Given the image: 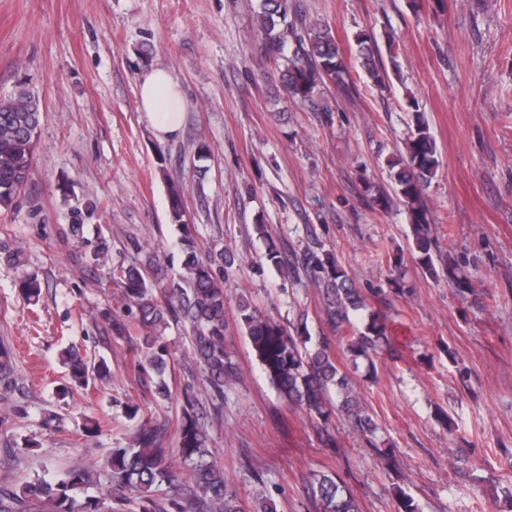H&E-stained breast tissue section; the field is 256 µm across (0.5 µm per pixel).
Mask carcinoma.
Wrapping results in <instances>:
<instances>
[{
  "label": "carcinoma",
  "instance_id": "obj_1",
  "mask_svg": "<svg viewBox=\"0 0 512 512\" xmlns=\"http://www.w3.org/2000/svg\"><path fill=\"white\" fill-rule=\"evenodd\" d=\"M292 14L291 0H259L254 16L262 41V64L274 65L288 97L301 102L313 100L328 84L341 93L347 91L348 67L331 27L320 19L299 22ZM356 42L369 77L376 86H384L386 72L379 65L376 39L360 33ZM408 107L413 112V126L390 168L411 224L413 259L424 273L436 278L427 199L439 159L416 99H410ZM42 118L41 99L26 85L19 84L11 94L0 97V210H15L21 203ZM159 171L168 183L169 223L180 233L183 274L177 281L168 279L167 270L151 255L139 264L113 271L112 279L134 314L128 320L107 310L100 314V323L113 337L136 336L135 369L150 391L164 400L171 398L164 375L172 360L164 336L173 322L189 324L193 359L201 371L202 385L209 391V405L217 412L224 387L238 382L240 371L225 345L227 298L224 280L216 277L213 265H222L227 273L240 266V259L224 250L201 254L188 225L183 187L168 173L162 155ZM253 229L265 246L262 260L281 274L293 275L302 268L320 290L322 321L339 335L353 366L371 359V354L387 342L385 327L367 311L365 300L334 258L325 251L310 249L291 260L267 225L255 224ZM20 289L24 298L32 301L41 292V282L36 275L27 274L20 281ZM235 308L240 327L269 381L289 407L301 411L314 424L323 446L336 447L338 418L369 438L380 462H392L394 451L379 436L380 428L365 399L337 367L329 342L307 347L305 327L282 324L246 295L236 299ZM63 363L76 387L86 385L91 378L103 381L111 375L105 360L89 362L72 347L64 351ZM13 377L14 351L0 343V386L8 387ZM206 417V406L189 385L177 417V450L167 446V425L146 420L129 445L112 449L96 472L70 469L60 478L38 476L18 488L0 485V512H124L131 504L135 505L131 512H277L263 487L243 500L229 486L224 465L213 460ZM175 453L181 459L179 465L172 459ZM102 474L108 478L107 497L78 500L76 493L98 484ZM163 483L170 495L158 498L154 487ZM308 492L316 512H361L356 499L331 475L315 476Z\"/></svg>",
  "mask_w": 512,
  "mask_h": 512
}]
</instances>
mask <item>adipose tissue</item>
I'll return each instance as SVG.
<instances>
[{
    "label": "adipose tissue",
    "mask_w": 512,
    "mask_h": 512,
    "mask_svg": "<svg viewBox=\"0 0 512 512\" xmlns=\"http://www.w3.org/2000/svg\"><path fill=\"white\" fill-rule=\"evenodd\" d=\"M184 107L180 87L167 69L155 67L142 75L138 84V109L158 140L176 135Z\"/></svg>",
    "instance_id": "1"
}]
</instances>
